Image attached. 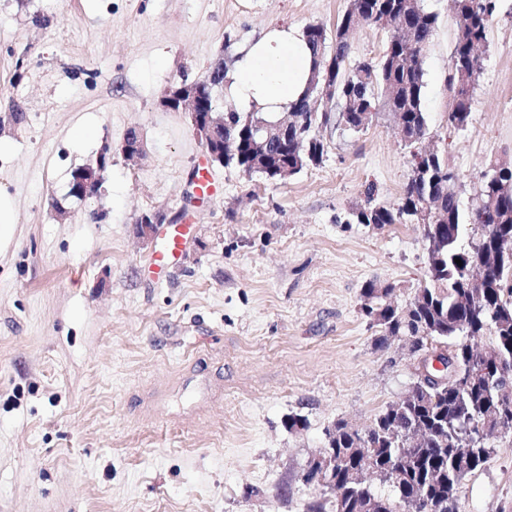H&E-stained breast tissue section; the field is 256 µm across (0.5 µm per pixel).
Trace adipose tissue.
<instances>
[{
  "label": "adipose tissue",
  "instance_id": "adipose-tissue-1",
  "mask_svg": "<svg viewBox=\"0 0 512 512\" xmlns=\"http://www.w3.org/2000/svg\"><path fill=\"white\" fill-rule=\"evenodd\" d=\"M313 54L294 26L264 28L224 74V95L239 111L277 120L307 89Z\"/></svg>",
  "mask_w": 512,
  "mask_h": 512
}]
</instances>
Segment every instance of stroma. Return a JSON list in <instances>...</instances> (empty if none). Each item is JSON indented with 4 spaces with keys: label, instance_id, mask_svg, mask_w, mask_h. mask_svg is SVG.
Returning <instances> with one entry per match:
<instances>
[{
    "label": "stroma",
    "instance_id": "obj_1",
    "mask_svg": "<svg viewBox=\"0 0 512 512\" xmlns=\"http://www.w3.org/2000/svg\"><path fill=\"white\" fill-rule=\"evenodd\" d=\"M479 54L472 119L448 127L456 21L423 57L429 133L408 146L395 117L329 125L326 154L284 181L211 164L172 85L202 78L270 25L334 28L349 0H0V192L14 228L0 249V512H309V458L335 421L365 428L412 388L406 342L380 349L361 313L369 281L409 302L427 274L423 228L358 223L395 208L413 152L460 175L463 210L489 166L512 164V0ZM23 115L13 122L11 113ZM139 133L146 154L122 145ZM98 194H69L103 143ZM161 209L193 215L187 248L153 282L135 234ZM305 416L291 431L284 421ZM257 488L247 496V488ZM458 512H512V431L496 434ZM191 183L198 198L203 200L214 199L221 191L220 184L216 181L211 170L204 162L198 163L192 172Z\"/></svg>",
    "mask_w": 512,
    "mask_h": 512
}]
</instances>
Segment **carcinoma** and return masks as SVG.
Wrapping results in <instances>:
<instances>
[{
  "mask_svg": "<svg viewBox=\"0 0 512 512\" xmlns=\"http://www.w3.org/2000/svg\"><path fill=\"white\" fill-rule=\"evenodd\" d=\"M456 34L450 56L448 125L465 129L471 119L473 90L481 73L480 56L474 51L486 43L489 22L499 9L498 0H454ZM437 24V15L424 7V0H358L337 21L333 50L327 51L328 31L321 23L304 29L312 48L314 66L309 87L292 104L288 139L270 142L269 163L259 175L276 180L274 170L288 166L297 174L323 160L325 144L315 138L320 126L328 125L333 107L351 117V130L364 128L378 110L392 113L399 121L402 138L411 146L428 134L423 98V56ZM360 25L391 28L392 36L381 60L349 64L350 35ZM331 64L336 79V102L317 112L314 80ZM220 119L235 138L225 165L251 174V147L265 121L257 112L228 110ZM458 173L448 161L434 153L425 168L411 171L403 203L398 208L373 206L357 213L362 224H398L414 221L416 210L430 203L438 213L436 229L424 230V238L439 232L444 243L427 250L428 281L409 302V307H392L386 296L377 295L379 285L369 283L362 298L372 299L370 311L377 314L382 334L377 345L391 338H405L412 345L445 351L462 369L457 387L414 389L400 401L387 406L362 430L345 421L334 425L331 445L336 448V491L310 512H394L398 499L430 502L432 512H457L463 480L487 460L491 446L464 442L467 425L479 421L489 432L512 431V373L495 381L484 371V339L512 354V261L489 265L482 298L472 295L469 273L472 264L493 244L512 240V167L498 178L482 173L479 201L468 212L460 208ZM479 231L477 241L464 243ZM461 263H456L455 259ZM371 469V476L385 479L392 494H380L368 482L356 486L351 473Z\"/></svg>",
  "mask_w": 512,
  "mask_h": 512,
  "instance_id": "obj_1",
  "label": "carcinoma"
}]
</instances>
